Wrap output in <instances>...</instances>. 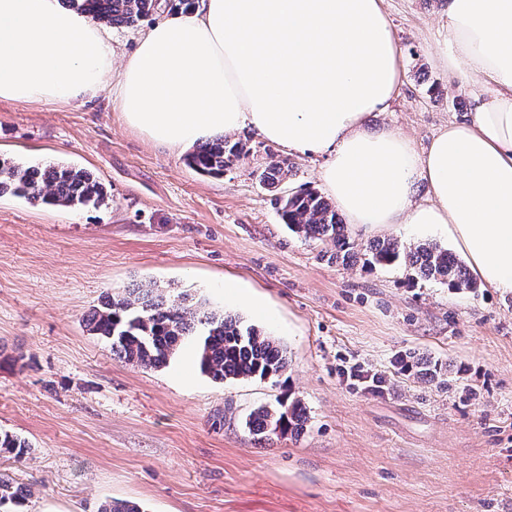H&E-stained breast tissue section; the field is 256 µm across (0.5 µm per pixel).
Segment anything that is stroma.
Masks as SVG:
<instances>
[{"label":"stroma","mask_w":512,"mask_h":512,"mask_svg":"<svg viewBox=\"0 0 512 512\" xmlns=\"http://www.w3.org/2000/svg\"><path fill=\"white\" fill-rule=\"evenodd\" d=\"M404 83L367 128L423 149L472 106V85L437 59L444 0H383ZM251 153L223 176L189 167L130 129L107 96L85 104L0 102V157L92 171L99 208L0 197V431L28 458L0 470L24 512H512V295L457 291L402 265L369 266L371 242L450 247L446 231L348 225L357 261H328L289 231L257 173L287 158L285 190H323L324 160L285 155L245 127ZM248 295L228 296L225 278ZM153 281L274 336L275 379L202 374L188 338L168 366L115 358L90 334L106 292ZM414 354L450 364L448 384L403 374ZM300 398L304 434L258 443L255 406Z\"/></svg>","instance_id":"35a3bbf8"}]
</instances>
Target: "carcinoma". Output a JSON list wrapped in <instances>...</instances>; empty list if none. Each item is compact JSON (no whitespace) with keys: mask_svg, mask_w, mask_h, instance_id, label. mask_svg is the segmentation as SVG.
Here are the masks:
<instances>
[{"mask_svg":"<svg viewBox=\"0 0 512 512\" xmlns=\"http://www.w3.org/2000/svg\"><path fill=\"white\" fill-rule=\"evenodd\" d=\"M95 22L112 26L133 25L164 12L189 8L193 0H66ZM247 142L217 135L195 146L188 163L199 172L222 176L234 162L247 156ZM283 160H271L258 173L259 182L276 191L288 176ZM11 194L34 204L62 207H101L108 202L103 184L89 170L71 165H23L0 159V196ZM280 215L289 230L324 246L331 261L353 260L346 225L336 207L319 192L301 188L278 197ZM404 262L416 275L448 284L456 290H474L476 283L462 262L448 250L431 243L409 247L396 239H383L369 246L367 263L392 265ZM86 327L105 339L112 355L134 366L161 368L176 355L190 336H199L198 363L202 372L217 381L227 378H278L288 370L286 351L280 343L241 319L209 308L204 300L156 283L140 284L105 293L99 306L86 317ZM402 371L422 380L445 383L452 369L429 359L409 357ZM308 415L295 398L275 405H260L246 418L245 425L258 441H268L276 428L281 434L298 435ZM30 445L8 432H0V456L22 460ZM26 493L14 479L0 473V512H19Z\"/></svg>","mask_w":512,"mask_h":512,"instance_id":"carcinoma-1","label":"carcinoma"}]
</instances>
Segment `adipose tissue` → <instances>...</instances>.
<instances>
[{
  "instance_id": "ef3b65f1",
  "label": "adipose tissue",
  "mask_w": 512,
  "mask_h": 512,
  "mask_svg": "<svg viewBox=\"0 0 512 512\" xmlns=\"http://www.w3.org/2000/svg\"><path fill=\"white\" fill-rule=\"evenodd\" d=\"M440 58L478 79L473 108L424 151L366 128L403 66L383 0H194L113 65L112 36L62 0H0V100L89 101L178 149L254 129L324 156L321 178L349 223L444 228L471 273L512 294V0H446ZM425 184L431 204L415 203Z\"/></svg>"
}]
</instances>
